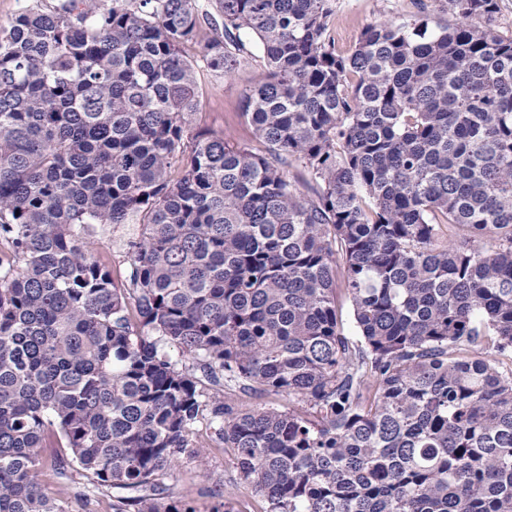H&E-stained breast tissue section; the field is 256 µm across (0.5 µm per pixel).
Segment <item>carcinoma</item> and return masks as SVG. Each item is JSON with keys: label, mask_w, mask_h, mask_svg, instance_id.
<instances>
[{"label": "carcinoma", "mask_w": 512, "mask_h": 512, "mask_svg": "<svg viewBox=\"0 0 512 512\" xmlns=\"http://www.w3.org/2000/svg\"><path fill=\"white\" fill-rule=\"evenodd\" d=\"M435 2L455 21L349 54L331 0H67L0 29V512H64L46 448L112 512H197L157 476L204 459L202 421L266 512H512V37L474 24L498 0ZM242 31L262 153L189 121ZM131 223L118 282L85 230Z\"/></svg>", "instance_id": "1"}]
</instances>
